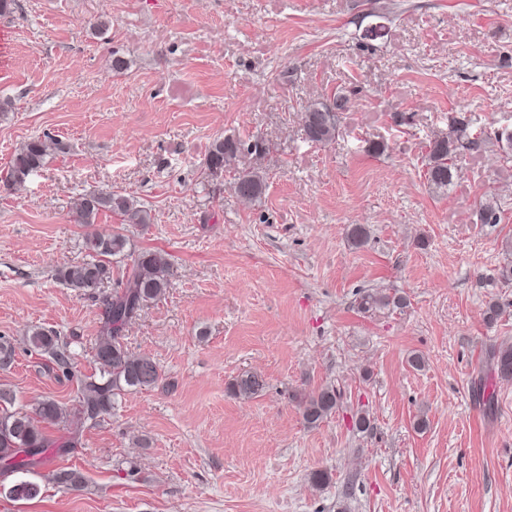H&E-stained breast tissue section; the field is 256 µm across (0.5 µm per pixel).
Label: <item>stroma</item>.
<instances>
[{
    "instance_id": "stroma-1",
    "label": "stroma",
    "mask_w": 512,
    "mask_h": 512,
    "mask_svg": "<svg viewBox=\"0 0 512 512\" xmlns=\"http://www.w3.org/2000/svg\"><path fill=\"white\" fill-rule=\"evenodd\" d=\"M2 26L0 178L30 138L64 148L0 185V336L16 347L0 385L71 406L76 381L27 348L34 325L94 373L102 303L55 278L87 259L88 233L165 252L170 286L126 331L159 386L124 396L36 468V499L0 495V512H512V380L485 362L512 344V284L497 279L512 160L496 140L512 131V0H15ZM337 93L335 140L306 141L305 106ZM456 120L475 146L436 190L429 145ZM224 137L266 150L209 176ZM253 167L267 188L243 202L230 186ZM94 190L134 197L152 224L73 223ZM492 199L500 221L482 223ZM376 291L405 303L362 309ZM246 372L266 387L234 397ZM327 384L340 407L306 427L297 399ZM360 410L369 432L351 427ZM61 468L82 487L57 485Z\"/></svg>"
}]
</instances>
